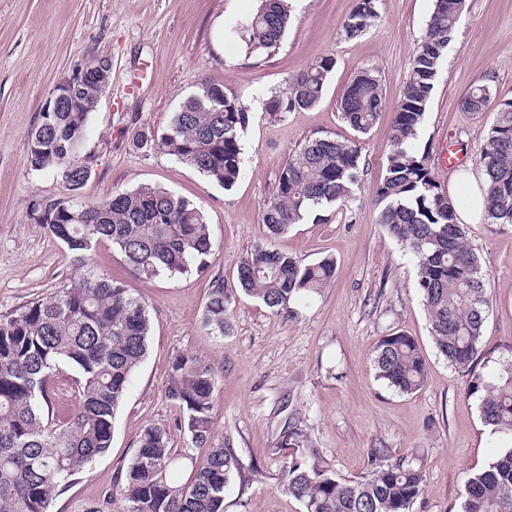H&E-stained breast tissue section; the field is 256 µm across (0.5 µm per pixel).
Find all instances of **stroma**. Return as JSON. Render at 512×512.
<instances>
[{
	"instance_id": "obj_1",
	"label": "stroma",
	"mask_w": 512,
	"mask_h": 512,
	"mask_svg": "<svg viewBox=\"0 0 512 512\" xmlns=\"http://www.w3.org/2000/svg\"><path fill=\"white\" fill-rule=\"evenodd\" d=\"M356 3L292 0V24L280 49L267 56L248 53L236 30L258 0H0V318L80 276L72 255L32 215L33 205L67 192L53 172L29 165L26 136L55 84L94 59H110L112 76L88 121L83 152L91 175L77 201L93 205L117 191L160 186L203 211L214 243L206 274L150 280L131 277L111 244L91 251L95 271L126 282L145 300L152 336L113 420L111 448L87 477L55 497L52 512H86L91 505L120 512L112 485L147 428H164L172 447H189L179 427L182 411L165 394L179 355L205 360L217 373L215 438L243 464L224 491V512H304L279 488L298 454L280 445L285 425L294 421L311 450L342 477L366 473L377 448L389 460L420 466L426 483L412 512H458L470 473L506 447L483 424L477 399L466 393L467 377L438 354L415 264L377 222L390 117L435 0H376L375 24L349 40L341 25ZM324 55L334 56L336 66L319 105L276 121L262 113L271 91L287 90ZM364 71L380 79L386 106L360 134L342 120L339 102ZM205 80L236 93L251 111L241 175L228 190L134 142L137 133L166 128ZM479 83L490 90L487 110H463L461 99ZM505 102H512V0H466L415 142L452 199L461 194L451 188L452 171L440 164L445 145L463 146L462 169L481 179L477 160ZM323 135L361 147L364 169L353 199L271 235L262 213L281 168L306 139ZM468 243L490 295L481 345L498 354L512 347V225L481 220L470 225ZM258 244L306 264L333 258L335 278L321 293L298 298L291 315L236 293L230 329L216 335L203 322L209 280L220 276L235 286L242 258ZM395 331L412 336L426 359V383L410 395L380 380L372 362L378 340Z\"/></svg>"
}]
</instances>
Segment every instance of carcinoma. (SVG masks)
Here are the masks:
<instances>
[{"mask_svg":"<svg viewBox=\"0 0 512 512\" xmlns=\"http://www.w3.org/2000/svg\"><path fill=\"white\" fill-rule=\"evenodd\" d=\"M375 2L358 0L342 23L346 38H357L373 25ZM464 2L435 0L426 21L392 113V150L376 192L378 223L416 262L436 348L469 377L467 394L477 398L484 424L512 440V355L499 357L489 376L475 367L490 305L485 274L467 244L466 225L458 222L456 202L441 190L427 158L414 149ZM290 17V0H259L238 31L250 52L270 55L280 48ZM334 68L333 56L320 57L289 83L288 92H271L262 112L279 119L317 106ZM489 100L488 86L476 85L461 105L468 112H483ZM384 105L380 80L363 72L344 90L339 109L354 131L365 134ZM89 116L67 109L44 112L26 137L30 166L52 171L69 192L81 188L79 164ZM249 121V109L236 94L203 81L163 133L139 138L141 145L151 143L229 189L240 176L241 133ZM478 165L486 217L512 224V103L496 112ZM360 170L357 144L329 135L306 140L281 169L262 222L279 236L319 208L345 205ZM44 219L85 273L53 296L0 318V512H51L59 491L89 472L92 462L111 448L115 413L146 356L151 323L145 301L126 284L87 268L93 247L111 243L131 273L145 280L202 273L213 250L203 212L158 186L116 192L95 205L73 198L58 201L46 209ZM335 271L330 257L305 264L286 251L257 246L241 260L237 281L246 295L288 312L293 299L328 287ZM231 298L223 279L210 280L205 325L221 336L229 329ZM373 362L378 376L403 394L426 382V360L405 333L382 337ZM65 369L74 372L75 409L60 426L50 412L55 377ZM216 384L213 368L197 358L172 361L166 396L182 409L192 448L178 451L165 429H146L113 488L122 512H224V490L242 464L232 449L213 441ZM184 467L191 469L190 479L181 484L175 473ZM425 481L421 468L402 459L350 479L312 456L292 460L280 487L302 502L305 512H412ZM461 512H512L511 447L468 478Z\"/></svg>","mask_w":512,"mask_h":512,"instance_id":"1","label":"carcinoma"}]
</instances>
